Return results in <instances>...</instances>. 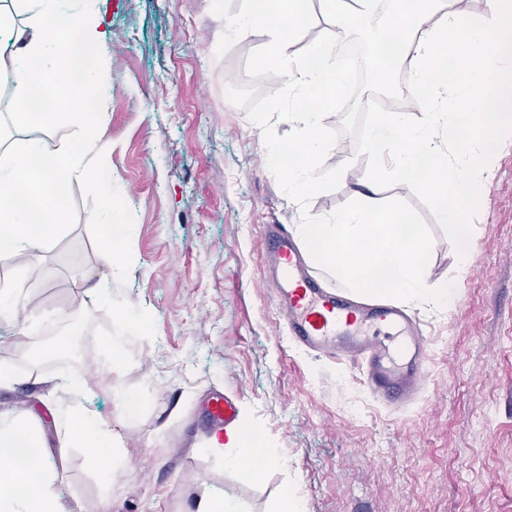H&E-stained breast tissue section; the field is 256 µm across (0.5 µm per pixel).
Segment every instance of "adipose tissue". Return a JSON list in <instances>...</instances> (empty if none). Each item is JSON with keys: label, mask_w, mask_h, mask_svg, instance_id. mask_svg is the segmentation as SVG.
<instances>
[{"label": "adipose tissue", "mask_w": 512, "mask_h": 512, "mask_svg": "<svg viewBox=\"0 0 512 512\" xmlns=\"http://www.w3.org/2000/svg\"><path fill=\"white\" fill-rule=\"evenodd\" d=\"M0 10V54L13 61L8 102L12 118L31 134L0 152V255L20 256L53 246L67 227V199L75 183L95 180L93 158L102 148L105 115L91 111L97 100L93 77L108 51V0H14ZM337 26L360 28L377 0H323ZM76 128V144L49 142L58 121ZM66 440L85 448L94 468L110 473L118 436L105 422L78 410L62 412ZM223 451L225 470H264L278 465L274 450L258 451L249 432L230 428L212 436ZM54 471L39 429L38 414L0 417V512H74L53 487Z\"/></svg>", "instance_id": "obj_1"}]
</instances>
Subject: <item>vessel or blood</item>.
I'll return each instance as SVG.
<instances>
[{
	"label": "vessel or blood",
	"instance_id": "1",
	"mask_svg": "<svg viewBox=\"0 0 512 512\" xmlns=\"http://www.w3.org/2000/svg\"><path fill=\"white\" fill-rule=\"evenodd\" d=\"M269 274L276 280V303L295 343L320 357L357 367L368 389L393 406L411 402L428 376V343L412 316L396 305L349 297L311 276L294 237L282 227L266 231ZM211 425L232 424L233 401L211 397Z\"/></svg>",
	"mask_w": 512,
	"mask_h": 512
}]
</instances>
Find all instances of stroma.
Returning <instances> with one entry per match:
<instances>
[{"label":"stroma","mask_w":512,"mask_h":512,"mask_svg":"<svg viewBox=\"0 0 512 512\" xmlns=\"http://www.w3.org/2000/svg\"><path fill=\"white\" fill-rule=\"evenodd\" d=\"M103 177L119 182L118 212L96 183L74 184L68 226L48 251L23 256L37 314L32 330L0 333V365L16 385L0 413L37 412L53 450L57 489L69 506L109 498L111 512H189L207 493L242 512H273L286 491L307 512H512V151L498 158L484 211L474 214V261L433 227L428 279L453 283L452 305H411L429 348L422 396L395 409L375 398L358 369L311 355L288 337L263 270L266 224L301 223L353 200L356 175L289 201L267 166L263 132L229 105L227 84H246L248 55L267 43L251 31L217 55L225 29L211 0H110ZM136 231L120 271L102 257L97 227ZM16 264V265H19ZM0 263V280L15 275ZM106 283L95 291L89 279ZM80 309L95 340L78 362L30 357L58 335L61 310ZM134 310L139 324L122 317ZM123 331L115 389L138 396L122 419L112 396L91 387L81 403L119 433L116 481L101 479L83 449L64 446L47 409L58 375L86 378L107 359L103 338ZM216 393L232 397L236 427H251L282 464L260 477L230 473L204 453Z\"/></svg>","instance_id":"1"}]
</instances>
